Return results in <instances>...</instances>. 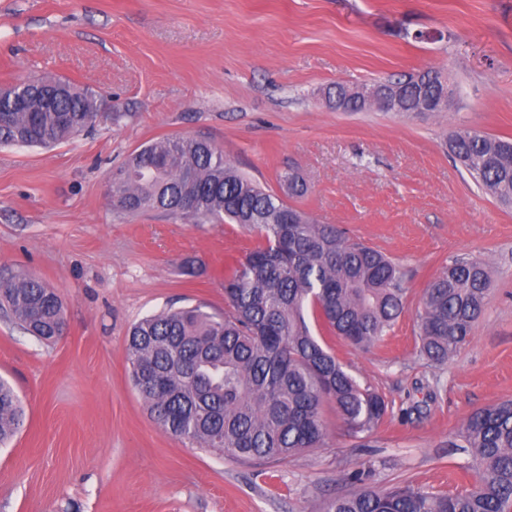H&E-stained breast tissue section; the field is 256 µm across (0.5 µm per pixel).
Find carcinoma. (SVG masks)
Wrapping results in <instances>:
<instances>
[{
	"label": "carcinoma",
	"instance_id": "1",
	"mask_svg": "<svg viewBox=\"0 0 512 512\" xmlns=\"http://www.w3.org/2000/svg\"><path fill=\"white\" fill-rule=\"evenodd\" d=\"M436 70L382 82L412 108L438 92ZM48 99L21 84L6 88L24 97L8 110L0 102V145L50 147L96 125L103 96L71 82L41 78ZM347 84L328 88L329 101L360 112ZM479 188L512 206V139L458 131L450 145ZM291 199L307 185L294 173L280 176ZM109 202L128 214L157 213L195 224L229 220L254 232L257 245L224 270L231 309L210 313L201 304L163 310L137 322L126 353L134 387L151 418L166 433L227 458L286 460L324 445L323 405L348 432L370 434L387 404L363 386L308 324L315 315L351 345H378L406 309L405 273L382 252L352 240L334 224H317L276 192L224 159L203 137L163 138L131 153L112 174ZM491 284L488 262L455 260L421 298L419 350L431 363H448L480 318ZM0 309L21 329L45 342L59 339L65 308L55 289L24 271L0 281ZM25 412L0 378V443L23 427ZM454 448L476 461L478 480L452 495L409 485L376 491L362 485L328 498L323 512H512V400L473 412Z\"/></svg>",
	"mask_w": 512,
	"mask_h": 512
}]
</instances>
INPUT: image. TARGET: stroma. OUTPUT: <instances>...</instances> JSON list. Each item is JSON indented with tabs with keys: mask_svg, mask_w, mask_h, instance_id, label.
I'll return each instance as SVG.
<instances>
[{
	"mask_svg": "<svg viewBox=\"0 0 512 512\" xmlns=\"http://www.w3.org/2000/svg\"><path fill=\"white\" fill-rule=\"evenodd\" d=\"M448 73V112H336L322 94L425 68ZM63 77L99 91L104 117L51 148L0 146V273L52 288L68 333L48 345L0 313V377L23 428L0 446V512H321L350 491L407 482L472 488L451 444L478 408L512 398V208L448 151L469 128L512 138V0H0V87ZM211 140L295 207L380 250L405 272V313L364 351L312 324L348 371L385 399L369 440L326 411L323 447L245 464L162 431L134 388L130 328L169 307L223 313L224 265L254 234L113 209V172L142 145ZM494 274L468 342L442 367L418 352L428 283L456 258ZM194 274H186L185 261Z\"/></svg>",
	"mask_w": 512,
	"mask_h": 512,
	"instance_id": "stroma-1",
	"label": "stroma"
}]
</instances>
